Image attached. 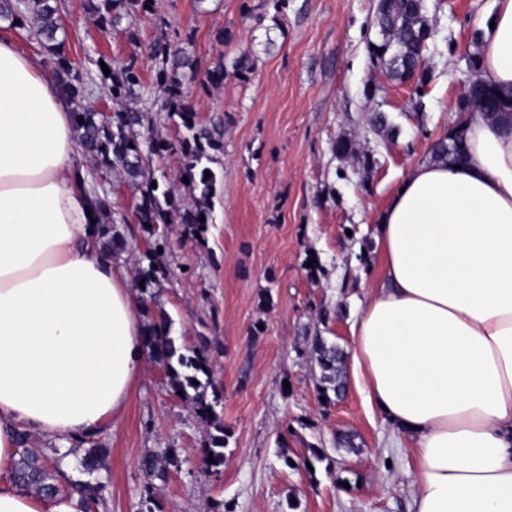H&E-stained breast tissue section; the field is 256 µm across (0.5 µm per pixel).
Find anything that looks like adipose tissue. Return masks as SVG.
Returning a JSON list of instances; mask_svg holds the SVG:
<instances>
[{"instance_id": "obj_1", "label": "adipose tissue", "mask_w": 512, "mask_h": 512, "mask_svg": "<svg viewBox=\"0 0 512 512\" xmlns=\"http://www.w3.org/2000/svg\"><path fill=\"white\" fill-rule=\"evenodd\" d=\"M478 24L480 76L512 97V0ZM84 174L59 84L0 36V512H75L14 482L16 434L104 430L143 365L141 306ZM375 243L351 373L413 444L416 512H512V124L471 115L460 166L411 167Z\"/></svg>"}]
</instances>
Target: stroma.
Instances as JSON below:
<instances>
[{
	"mask_svg": "<svg viewBox=\"0 0 512 512\" xmlns=\"http://www.w3.org/2000/svg\"><path fill=\"white\" fill-rule=\"evenodd\" d=\"M154 3L169 34L189 39L200 67L220 59L228 68L221 88L190 89L200 121L224 116L221 181L206 245L177 231L170 236L174 276L159 305L178 345L195 347L203 335L219 345L215 379L231 437L223 472L209 474L201 463L206 426L174 395L164 370L145 361L125 413L101 435L107 487L91 512H414L411 452L398 446L395 428L353 386L323 406L301 351L317 331L350 349L349 326L380 276L377 216L456 121L477 50L476 20L495 0H426L438 37L420 97L371 63L377 0H286L279 12L271 0ZM59 4L65 52L87 82L88 101L111 111L99 63L135 54L144 101L152 103L155 17L130 33L104 31L89 20L84 0ZM247 49L254 66L240 76L232 64ZM378 111L398 127L396 138L372 132ZM340 138L373 155V168L336 155ZM93 185L112 198L111 216L128 241L124 266L134 268L148 236L133 215V191L116 180ZM311 255L322 265L315 277L306 266ZM264 291L272 296L267 308L259 305ZM322 308L332 312L324 324ZM259 321L265 330L254 341L249 330ZM340 430L359 435L358 452L334 448ZM283 443L297 460L324 448L332 466L289 468L277 457ZM150 448L175 449L178 463L149 497L139 461Z\"/></svg>",
	"mask_w": 512,
	"mask_h": 512,
	"instance_id": "1",
	"label": "stroma"
}]
</instances>
